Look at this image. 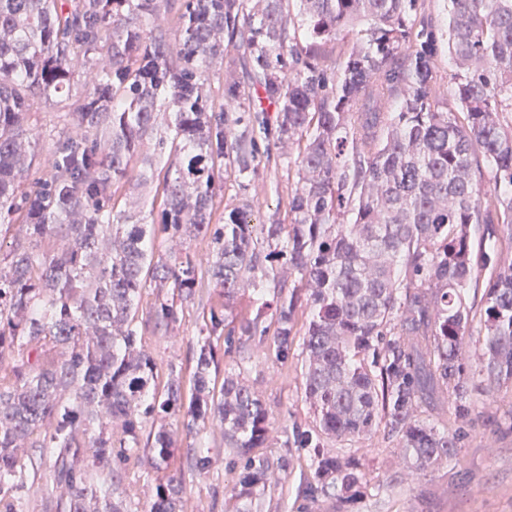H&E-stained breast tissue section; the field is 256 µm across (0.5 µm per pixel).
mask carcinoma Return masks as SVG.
<instances>
[{"mask_svg": "<svg viewBox=\"0 0 512 512\" xmlns=\"http://www.w3.org/2000/svg\"><path fill=\"white\" fill-rule=\"evenodd\" d=\"M299 3L290 12V2ZM425 0H0V512H24L22 455L48 448L53 490L41 512H178L183 480L158 481L142 504L123 483L135 460L168 469L172 421L187 434L213 415L243 462L233 512H259L291 462L254 454L269 412L240 369L275 324L287 357L298 313L310 428L312 500L364 496L359 460L327 439L379 427L409 467L456 456L461 430L422 417L445 398L465 418L476 384L512 387V0H448L451 88L436 89L440 38ZM173 15L174 36L157 29ZM352 36L346 51L342 34ZM233 46L250 89L229 76L221 102L211 61ZM106 58L66 113L46 176L27 182L38 137L35 97L69 96L71 63ZM296 146L288 220L248 204L212 223L224 166L254 175L258 138ZM138 159L140 166L130 168ZM164 163L159 211L117 207ZM170 244L155 251L157 234ZM208 238L207 268L185 249ZM153 333L169 336L206 288L200 350L184 403L182 372L157 365L137 323L143 292ZM483 290L481 307L467 303ZM253 316L229 319L237 297ZM272 299H265L266 292ZM483 334L466 357L474 319ZM237 370L216 386L218 343Z\"/></svg>", "mask_w": 512, "mask_h": 512, "instance_id": "cac0c4a2", "label": "carcinoma"}]
</instances>
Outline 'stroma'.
<instances>
[{"mask_svg": "<svg viewBox=\"0 0 512 512\" xmlns=\"http://www.w3.org/2000/svg\"><path fill=\"white\" fill-rule=\"evenodd\" d=\"M76 100L63 103L34 99L26 115L27 126L39 134V153L47 155L64 115L73 111ZM296 149L274 148L269 163L260 166L249 183L225 174L216 183L215 217L225 210L250 203L257 219L288 218V198L295 188ZM202 305H184L181 322L173 336H155L143 329L142 342L154 357L159 371L169 366L190 374L198 356V332ZM304 355L301 342H294L287 359H277L272 341H265L260 356L247 365L246 379L262 396L270 413L273 433L260 449L270 459L289 456L293 465L279 474L267 488L262 512H337L335 498L313 502L301 492L303 479L310 474L306 452L285 448L287 432L293 425L308 427L313 411L305 402L302 385ZM471 421L452 461H445L419 474H410L396 442L377 431L366 439L327 442L332 452L354 455L370 486L350 512H512V389H501L490 400L474 394ZM201 434L209 446L212 466L208 472L194 470L188 458L189 438L178 433L170 470L182 474L184 491L181 512H232L235 502L230 489L240 472L224 451V435L219 423L208 422Z\"/></svg>", "mask_w": 512, "mask_h": 512, "instance_id": "1", "label": "stroma"}]
</instances>
